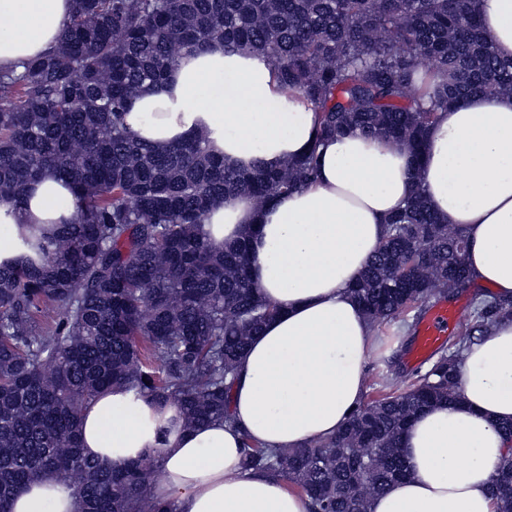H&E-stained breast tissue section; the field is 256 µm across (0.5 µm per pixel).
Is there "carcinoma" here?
I'll use <instances>...</instances> for the list:
<instances>
[{
    "label": "carcinoma",
    "instance_id": "carcinoma-1",
    "mask_svg": "<svg viewBox=\"0 0 512 512\" xmlns=\"http://www.w3.org/2000/svg\"><path fill=\"white\" fill-rule=\"evenodd\" d=\"M215 41L274 67L317 115V142L352 132L419 155L458 98L512 94V60L484 37L479 0H74L58 46L0 70V199L19 206L51 171L74 188L77 218L0 265V512L54 474L80 512H174L153 487L156 450L106 466L83 454L80 417L110 388L175 407L186 428L229 417L238 361L277 314L256 294L244 236L219 249L202 234L227 194L263 204L314 181L317 147L279 167H241L205 138L160 150L125 116L180 56ZM436 74L431 93L421 70ZM464 230L439 222L419 185L352 288L376 327L471 282ZM512 300L476 297L470 319L430 366L370 397L333 438L278 452L244 442L249 467L288 479L311 512H368L406 475L401 436L437 401L459 400L460 353ZM512 512V454L490 482Z\"/></svg>",
    "mask_w": 512,
    "mask_h": 512
}]
</instances>
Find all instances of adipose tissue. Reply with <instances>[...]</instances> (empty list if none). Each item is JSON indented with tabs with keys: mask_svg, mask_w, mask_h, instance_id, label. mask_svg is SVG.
Here are the masks:
<instances>
[{
	"mask_svg": "<svg viewBox=\"0 0 512 512\" xmlns=\"http://www.w3.org/2000/svg\"><path fill=\"white\" fill-rule=\"evenodd\" d=\"M72 0H0V68L21 69L60 38ZM495 53L512 59V0H480ZM126 122L162 149L205 135L211 150L242 165L276 167L303 156L316 114L284 92L266 62L223 44L183 54L166 79L135 100ZM316 181L263 208L229 195L203 232L214 245L252 229V277L278 313L249 347L230 392V422L160 432L151 398L126 389L96 397L83 412L85 455L110 465L159 451V499L175 512H310L287 479L246 467L242 441L269 450L331 438L363 403L376 331L351 294L385 235V219L420 185L442 223L462 227L463 260L475 285L512 298V95L459 98L429 129L421 157L399 143L352 134L319 149ZM73 188L45 174L22 205L0 201V263L19 260L25 238L75 217ZM461 399L418 414L401 438L408 474L372 496L369 512H499L488 485L512 450L498 423L512 419V321L467 346ZM12 512H77L50 474L17 494Z\"/></svg>",
	"mask_w": 512,
	"mask_h": 512,
	"instance_id": "1",
	"label": "adipose tissue"
}]
</instances>
